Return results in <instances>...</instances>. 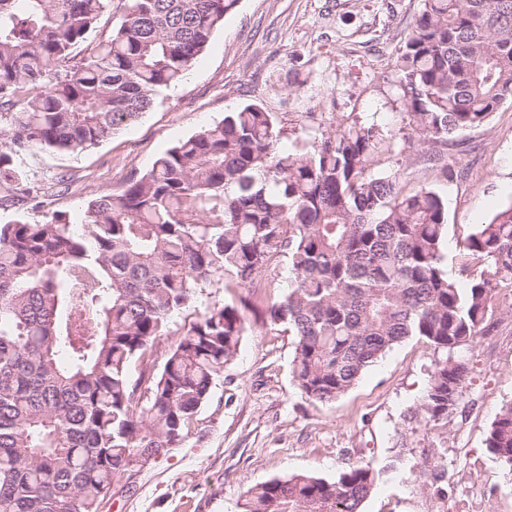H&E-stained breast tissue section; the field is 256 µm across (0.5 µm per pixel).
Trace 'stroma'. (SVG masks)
I'll return each instance as SVG.
<instances>
[{
  "instance_id": "stroma-1",
  "label": "stroma",
  "mask_w": 512,
  "mask_h": 512,
  "mask_svg": "<svg viewBox=\"0 0 512 512\" xmlns=\"http://www.w3.org/2000/svg\"><path fill=\"white\" fill-rule=\"evenodd\" d=\"M420 8L421 0H239L186 80L155 96L136 121L79 153H21L23 189L0 206V224L37 223L56 212L80 221L91 200L121 192L159 154L248 103L276 113L289 143L338 112L394 126L404 110L395 61ZM445 155L458 172L454 182L417 147L403 153L402 180L447 193L443 263L455 278L459 242L512 199V101ZM62 176L65 191L56 186ZM262 277L271 287L212 289V302L248 300L239 350L181 447L122 479L102 512H240L255 484L303 472L332 480L362 461L379 473L363 512H448L479 496L512 512V470L486 446L496 415L512 403L506 295L486 334L463 351L469 371L457 409L429 420L421 405L441 354L416 338L368 367L335 402L302 397L291 373L294 338L270 326L266 313L268 301L286 292L287 260ZM409 468L414 476L402 481Z\"/></svg>"
}]
</instances>
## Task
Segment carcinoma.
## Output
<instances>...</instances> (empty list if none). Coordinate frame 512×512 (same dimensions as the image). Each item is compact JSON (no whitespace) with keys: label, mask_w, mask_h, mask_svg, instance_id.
<instances>
[{"label":"carcinoma","mask_w":512,"mask_h":512,"mask_svg":"<svg viewBox=\"0 0 512 512\" xmlns=\"http://www.w3.org/2000/svg\"><path fill=\"white\" fill-rule=\"evenodd\" d=\"M239 0H124L112 34L81 54L112 0H0V201L20 190L13 155L75 153L137 120L181 84ZM395 67L406 112L392 129L344 113L281 144L257 104L162 153L80 226L55 213L0 224V512H100L137 459L181 445L245 332L241 305L208 288H260L288 258L293 286L267 307L295 336L302 396L331 403L413 337L443 357L424 417L458 404L454 356L512 291V201L459 246L466 287L443 265L448 195L408 190L382 167L398 142L446 145L512 100V0H421ZM193 315L162 353L171 319ZM486 446L512 467V403ZM376 473L259 483L243 512H362Z\"/></svg>","instance_id":"obj_1"}]
</instances>
